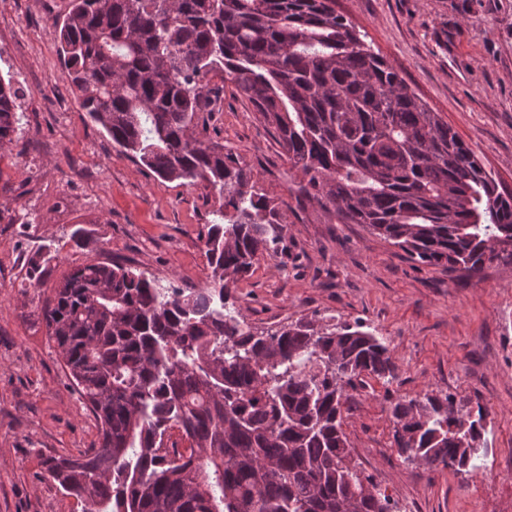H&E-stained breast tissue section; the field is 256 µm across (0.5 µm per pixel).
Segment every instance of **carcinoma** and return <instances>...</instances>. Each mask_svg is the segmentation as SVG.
Listing matches in <instances>:
<instances>
[{
    "instance_id": "obj_1",
    "label": "carcinoma",
    "mask_w": 512,
    "mask_h": 512,
    "mask_svg": "<svg viewBox=\"0 0 512 512\" xmlns=\"http://www.w3.org/2000/svg\"><path fill=\"white\" fill-rule=\"evenodd\" d=\"M70 5L59 55L92 121L159 177L205 181L224 203L201 233L204 288L106 262L57 284L43 320L100 440L45 459V471L91 512H394L392 495L345 464L343 429L348 390L395 378L389 347L358 321L257 334L229 303L259 257L287 252L285 212L223 143L200 137L212 81L234 84L274 129L301 174L297 208L365 224L416 263L471 276L512 265V195L335 0ZM19 98L0 78V160L20 129ZM390 414L407 459L478 467L482 407L426 395L395 400ZM180 427L184 453L165 442Z\"/></svg>"
}]
</instances>
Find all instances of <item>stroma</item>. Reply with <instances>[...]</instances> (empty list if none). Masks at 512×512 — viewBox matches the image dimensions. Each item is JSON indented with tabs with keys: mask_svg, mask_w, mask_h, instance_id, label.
I'll return each instance as SVG.
<instances>
[{
	"mask_svg": "<svg viewBox=\"0 0 512 512\" xmlns=\"http://www.w3.org/2000/svg\"><path fill=\"white\" fill-rule=\"evenodd\" d=\"M69 0H0V77L22 87L23 118L0 170V512H84L43 467L98 444V425L47 335L42 308L69 271L119 262L159 285L205 287L200 233L219 209L198 183L159 178L121 152L81 106L61 63ZM365 42L512 193V0H336ZM208 134L287 208L285 256L261 257L233 290L256 332L301 318L361 321L388 345L395 378L350 392L344 430L355 464L395 512H512V265L476 276L426 266L363 224L294 208L297 174L233 84ZM83 228V245L71 238ZM53 259L41 287L28 259ZM453 394L487 411V464L467 474L404 460L389 415L401 397Z\"/></svg>",
	"mask_w": 512,
	"mask_h": 512,
	"instance_id": "1",
	"label": "stroma"
}]
</instances>
